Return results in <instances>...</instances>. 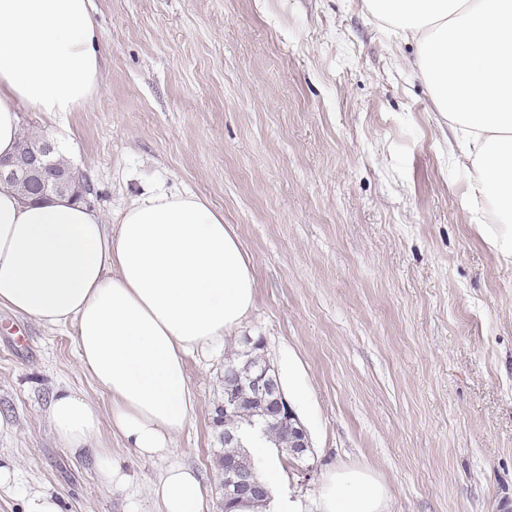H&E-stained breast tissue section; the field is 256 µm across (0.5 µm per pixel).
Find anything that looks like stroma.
Returning a JSON list of instances; mask_svg holds the SVG:
<instances>
[{"label":"stroma","mask_w":512,"mask_h":512,"mask_svg":"<svg viewBox=\"0 0 512 512\" xmlns=\"http://www.w3.org/2000/svg\"><path fill=\"white\" fill-rule=\"evenodd\" d=\"M105 52L93 102L21 126L68 142L105 223L145 191H189L223 214L257 280L223 346L186 359L195 407L170 452L145 458L102 422L63 448L49 406L68 390L108 411L73 328L0 307V459L25 495L65 512H158L166 467H192L219 512L215 409L224 356L263 341L297 362L309 468L277 489L317 512L324 470L363 467L387 512H497L512 499V262L471 226L469 173L412 66L413 47L362 0H93ZM126 475L103 484L96 449ZM25 512H64L61 501L46 491L28 493Z\"/></svg>","instance_id":"obj_1"}]
</instances>
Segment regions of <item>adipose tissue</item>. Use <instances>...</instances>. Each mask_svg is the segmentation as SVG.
<instances>
[{"label": "adipose tissue", "instance_id": "adipose-tissue-1", "mask_svg": "<svg viewBox=\"0 0 512 512\" xmlns=\"http://www.w3.org/2000/svg\"><path fill=\"white\" fill-rule=\"evenodd\" d=\"M91 0H0V158L13 155L23 106L53 117L89 105L102 80ZM417 48L432 104L457 135L477 230L512 262V0H363ZM251 262L224 217L188 192L149 190L118 224L66 197L23 202L0 185V306L50 328L73 327L81 370L110 398L108 415L71 393L50 407L67 448L90 446L102 418L139 454L164 455L194 398L184 359L223 341L252 311ZM160 512H201L196 473L170 465ZM386 486L327 470L318 512H384Z\"/></svg>", "mask_w": 512, "mask_h": 512}]
</instances>
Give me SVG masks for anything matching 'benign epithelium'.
Returning <instances> with one entry per match:
<instances>
[{"instance_id": "benign-epithelium-1", "label": "benign epithelium", "mask_w": 512, "mask_h": 512, "mask_svg": "<svg viewBox=\"0 0 512 512\" xmlns=\"http://www.w3.org/2000/svg\"><path fill=\"white\" fill-rule=\"evenodd\" d=\"M55 144L46 137L31 145L27 152L0 161V183H19L26 189L25 200L43 199L52 192H63L69 184V174L57 168L52 160ZM224 375L236 381L237 386L248 391L251 398L262 406L250 425L259 427L270 435L271 427L288 430V454L296 467H301L310 450L309 434L296 417L281 389L279 378L266 358L256 355L251 368L240 374L231 363L224 364ZM226 448H240L239 428L224 423L220 433ZM242 498L263 503L271 498V491L253 473L231 466L224 469V512H231L232 505Z\"/></svg>"}]
</instances>
